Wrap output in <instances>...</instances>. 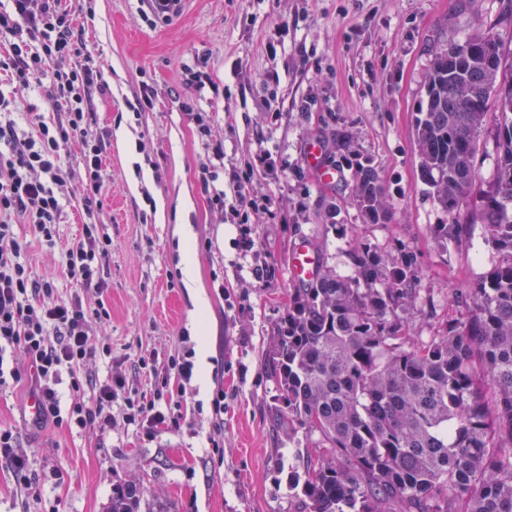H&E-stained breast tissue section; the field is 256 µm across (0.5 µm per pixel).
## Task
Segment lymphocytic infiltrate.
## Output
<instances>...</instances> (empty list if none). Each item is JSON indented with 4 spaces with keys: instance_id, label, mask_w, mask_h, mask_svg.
<instances>
[{
    "instance_id": "obj_1",
    "label": "lymphocytic infiltrate",
    "mask_w": 512,
    "mask_h": 512,
    "mask_svg": "<svg viewBox=\"0 0 512 512\" xmlns=\"http://www.w3.org/2000/svg\"><path fill=\"white\" fill-rule=\"evenodd\" d=\"M0 9V39L10 42L0 71L9 72L14 89L0 90V389L26 384L40 392L45 405L42 422L73 423L79 427L112 422V403L121 378L96 386L93 404L82 401L62 408L57 393L61 373H68L73 392L93 384L85 365L98 352L92 341L94 324L109 317L105 307L89 309L82 298L57 299L52 281H36L21 261V246L13 218L26 215L33 235L54 246L61 219V201L76 190L88 218L79 239L65 255L62 274L83 290L102 291L101 273L112 241L99 238L94 218L102 207L105 187L102 166L104 143L91 138L87 93L103 81V66L82 52L74 39L73 20L60 0H10ZM54 63L49 97L62 107L54 123L31 113L35 135L18 133L12 113L16 90L28 89L46 63ZM80 143L81 170L66 161V149ZM281 185L288 180L287 166L277 165L272 153L258 148L242 169L233 171L230 190L216 187L214 177L203 180L213 201L230 202L233 211L273 208L277 199L254 192L255 178Z\"/></svg>"
}]
</instances>
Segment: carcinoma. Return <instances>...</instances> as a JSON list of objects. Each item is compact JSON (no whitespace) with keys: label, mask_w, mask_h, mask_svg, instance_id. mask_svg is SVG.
<instances>
[{"label":"carcinoma","mask_w":512,"mask_h":512,"mask_svg":"<svg viewBox=\"0 0 512 512\" xmlns=\"http://www.w3.org/2000/svg\"><path fill=\"white\" fill-rule=\"evenodd\" d=\"M490 33L455 41L471 51L452 71L434 53L415 136L421 180L451 219L432 232L460 235L477 139L496 104V167L477 220L500 259L471 289L467 321L426 342L405 333L417 280L407 258L391 266L357 247L350 273L321 269L288 294L265 365L278 421L316 447L292 484L299 512H512V61L498 35L485 65ZM450 82L460 88L451 107ZM355 176L361 211L388 220L378 175L358 162ZM143 499L127 483L108 512H141Z\"/></svg>","instance_id":"obj_1"}]
</instances>
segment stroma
I'll list each match as a JSON object with an SVG mask.
<instances>
[{
	"label": "stroma",
	"instance_id": "35a3bbf8",
	"mask_svg": "<svg viewBox=\"0 0 512 512\" xmlns=\"http://www.w3.org/2000/svg\"><path fill=\"white\" fill-rule=\"evenodd\" d=\"M83 23L88 51L104 66L103 84L87 96L90 132L106 144V194L98 234L111 238L102 294L80 293L61 274L64 255L86 220L77 200L64 202L54 248L17 217L21 258L36 279L53 281L59 298L82 295L111 314L95 329L110 354L90 365L98 382L119 374L126 393L150 401L166 373L165 401L177 423L145 429L124 422L115 403L110 426L35 430L24 413L25 387L0 393V426L16 433L40 493L0 463V512H106L113 489L140 484L152 512H297L290 488L302 435L274 429L278 391L264 363L270 338L288 310L293 283L288 254L299 241L321 246L325 266L346 272L348 253L376 246L393 261L409 256L421 292L404 318L410 336L428 340L465 320L470 292L497 262L472 224L441 242L431 227L447 223L419 175L415 122L426 105L425 77L442 45L474 29L494 28L512 51V0H181L153 22L147 0H64ZM204 64L205 86L190 71ZM153 108L129 102L145 88ZM277 111H270L269 96ZM195 102L209 126L201 135L184 102ZM498 114L489 110L478 137L479 177L464 213L479 208L496 159ZM314 139L330 160L361 162L379 176L390 209L375 224L355 201L353 171L324 189L303 156ZM225 162L263 147L288 162V190L273 212L257 211L248 227L253 251H241L228 211L202 188L211 148ZM189 229L193 250L182 259ZM198 272L186 288L184 261ZM267 266L263 282L246 268ZM191 354L190 381L170 368ZM224 395V414L212 401ZM64 483L49 479L52 470Z\"/></svg>",
	"mask_w": 512,
	"mask_h": 512
}]
</instances>
